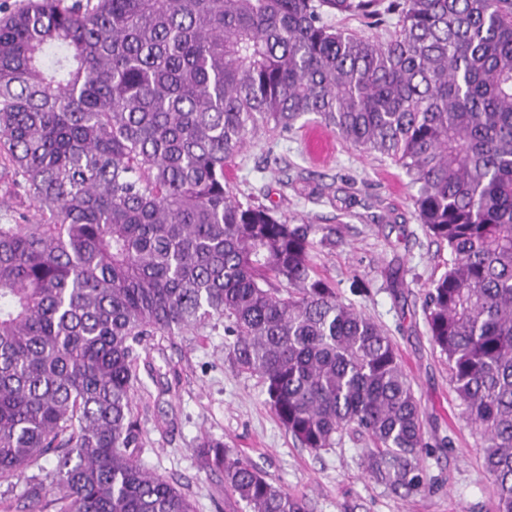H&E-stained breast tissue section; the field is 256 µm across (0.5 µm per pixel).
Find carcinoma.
Segmentation results:
<instances>
[{
    "instance_id": "1",
    "label": "carcinoma",
    "mask_w": 512,
    "mask_h": 512,
    "mask_svg": "<svg viewBox=\"0 0 512 512\" xmlns=\"http://www.w3.org/2000/svg\"><path fill=\"white\" fill-rule=\"evenodd\" d=\"M300 122L391 160L448 249L425 319L512 512V0H30L0 18V182L35 206L0 223V486L52 455L54 512H194L129 453L137 346L216 320L301 447L365 436L376 481L430 489L391 338L316 270L337 229L226 181L259 130ZM197 456L251 512H309L223 441ZM45 497L32 480L23 509Z\"/></svg>"
}]
</instances>
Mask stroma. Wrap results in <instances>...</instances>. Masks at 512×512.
Listing matches in <instances>:
<instances>
[{"label": "stroma", "mask_w": 512, "mask_h": 512, "mask_svg": "<svg viewBox=\"0 0 512 512\" xmlns=\"http://www.w3.org/2000/svg\"><path fill=\"white\" fill-rule=\"evenodd\" d=\"M307 128L261 132L226 169L243 195L285 215L340 228L343 242L316 261L339 294L392 339L423 410L432 447L421 464L430 491L407 497L364 469L365 441L343 434L334 447H300L266 403L259 379L229 354L223 324L177 336H154L140 352L133 410L143 445L135 454L194 504L195 512H249L225 495L221 474L203 469L197 448L218 439L311 512H494L477 437L462 413L448 364L425 325L424 291L445 270L439 250L413 217L405 174L389 159L335 144L328 161L311 157ZM450 437L447 447L435 439Z\"/></svg>", "instance_id": "35a3bbf8"}]
</instances>
